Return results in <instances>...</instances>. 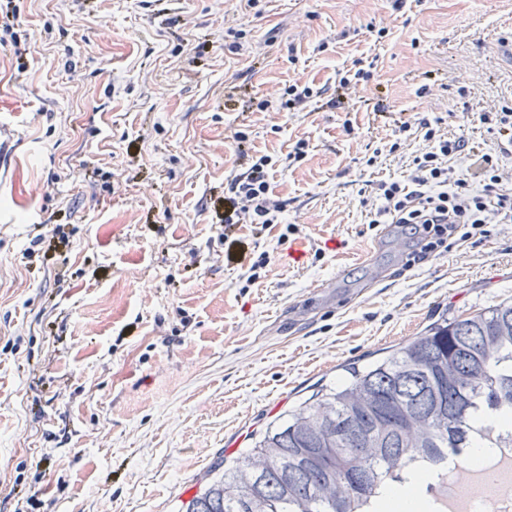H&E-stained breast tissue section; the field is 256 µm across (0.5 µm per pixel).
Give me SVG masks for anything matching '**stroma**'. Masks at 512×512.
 <instances>
[{
    "label": "stroma",
    "instance_id": "35a3bbf8",
    "mask_svg": "<svg viewBox=\"0 0 512 512\" xmlns=\"http://www.w3.org/2000/svg\"><path fill=\"white\" fill-rule=\"evenodd\" d=\"M0 28V512H179L216 463L351 368L512 302V224L402 270L403 229L361 188L423 147L361 98L512 154L479 115L512 98V0H11ZM388 36H379V27ZM434 93H421L427 77ZM322 89L304 109L284 87ZM271 155L285 221L236 231L214 200ZM308 144L302 161L288 158ZM374 166H366L368 156ZM319 283L329 297L309 301ZM361 62L358 61L354 68L336 72V97L330 100L331 105L338 109L345 108V104L349 105L350 102L354 101L352 98L353 90L359 85L360 81L368 82L371 78H374L373 72L369 69L356 68Z\"/></svg>",
    "mask_w": 512,
    "mask_h": 512
}]
</instances>
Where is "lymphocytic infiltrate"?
I'll return each instance as SVG.
<instances>
[{
	"instance_id": "1",
	"label": "lymphocytic infiltrate",
	"mask_w": 512,
	"mask_h": 512,
	"mask_svg": "<svg viewBox=\"0 0 512 512\" xmlns=\"http://www.w3.org/2000/svg\"><path fill=\"white\" fill-rule=\"evenodd\" d=\"M399 129L422 132L425 148L413 157L405 179L376 184L377 203L369 214L372 223L395 224L416 237L419 248L408 254L406 268L423 264L438 249H450L453 239L483 234L487 212H495L500 223H512V195L498 192L499 164L491 153L468 147L464 137L442 136L426 117L401 122ZM465 151L473 159L468 171L456 166ZM274 166L271 156L259 155L244 171L225 178V251L240 243L237 225L282 223L285 205L274 199L269 183Z\"/></svg>"
}]
</instances>
